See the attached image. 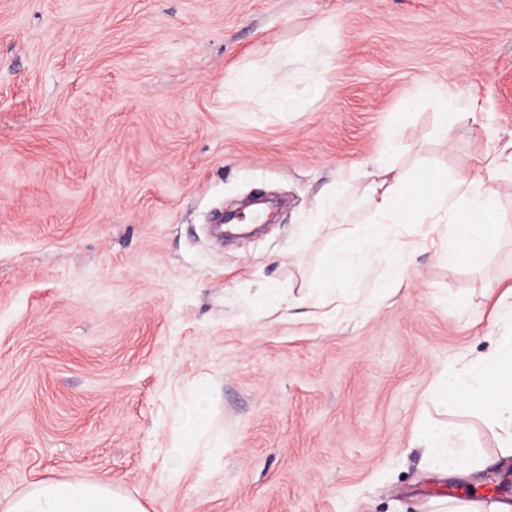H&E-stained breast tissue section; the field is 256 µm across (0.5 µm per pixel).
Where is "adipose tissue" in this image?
<instances>
[{
	"label": "adipose tissue",
	"mask_w": 512,
	"mask_h": 512,
	"mask_svg": "<svg viewBox=\"0 0 512 512\" xmlns=\"http://www.w3.org/2000/svg\"><path fill=\"white\" fill-rule=\"evenodd\" d=\"M289 89L274 71L262 68L234 85V98L242 104L261 101L264 110L277 109ZM409 116L408 110L395 113L391 130L385 135L382 161L367 172L360 186L368 221L356 239L330 240L322 267L308 284L306 297L287 294L270 286L262 292V302L279 307L304 305L306 299L328 305L336 293H358V280H340L339 274L361 258L396 262L408 251L426 246L431 231H442L448 242V259L458 265L475 266L495 251L507 230L494 223L497 199L489 184L512 176V140L487 155L478 170H448L427 167L423 173L401 171L392 162L400 148L398 132ZM499 319L505 334L487 354L440 371L423 401L435 406L466 402L473 406L500 439L502 447H512V284L499 298ZM206 412L176 404L171 410L174 443L169 450L171 478H180L201 446ZM421 440L429 450V461L439 470L478 467L485 463L482 448L464 440L447 426H436ZM6 512H145L141 503L113 491L104 484L80 477L45 480L13 499Z\"/></svg>",
	"instance_id": "ef3b65f1"
}]
</instances>
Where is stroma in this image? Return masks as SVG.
I'll return each mask as SVG.
<instances>
[{
	"instance_id": "obj_1",
	"label": "stroma",
	"mask_w": 512,
	"mask_h": 512,
	"mask_svg": "<svg viewBox=\"0 0 512 512\" xmlns=\"http://www.w3.org/2000/svg\"><path fill=\"white\" fill-rule=\"evenodd\" d=\"M327 26L317 91L255 120L225 100L277 45ZM425 82L393 162L478 168L512 138V0H0V512L39 480L83 477L146 512H437L439 491L512 504V456L469 408L423 404L487 353L512 237L479 266L435 241L352 266L347 313L270 314L305 294L327 244L302 234L337 175L336 234L401 102ZM205 390L210 426L170 481L168 408ZM448 423L481 470L434 471L414 440ZM427 97H434L443 105L445 112L440 113L441 119H443V121H441L443 131L448 128L447 121H444V119L448 118V108L456 112L476 111V104L472 98L463 96L462 93L454 91L449 86L433 84L421 85L415 90L411 100L415 101Z\"/></svg>"
}]
</instances>
